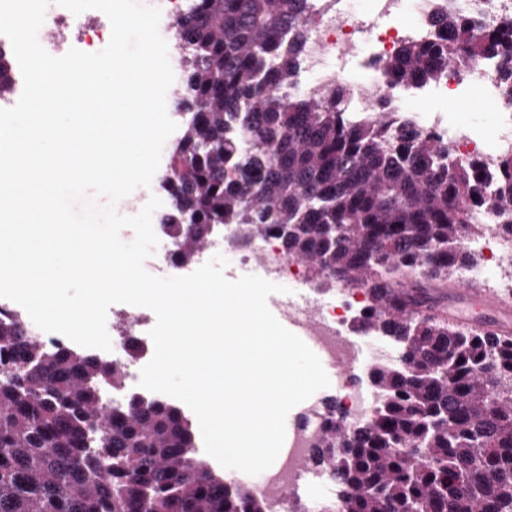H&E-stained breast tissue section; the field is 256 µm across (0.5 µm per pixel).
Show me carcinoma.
Segmentation results:
<instances>
[{
  "label": "carcinoma",
  "mask_w": 512,
  "mask_h": 512,
  "mask_svg": "<svg viewBox=\"0 0 512 512\" xmlns=\"http://www.w3.org/2000/svg\"><path fill=\"white\" fill-rule=\"evenodd\" d=\"M310 17L309 0H190L176 103L191 112L159 223L183 264L235 224L245 240L276 235L313 278L366 292L355 330L392 340L400 361L370 372L383 395L371 421L348 429L328 406L312 462L336 482L337 512H512V335L421 314L430 290L474 264L460 244L485 200L479 168L407 123L347 121L334 89L291 92ZM447 24L384 71L413 85L469 58L512 60V22ZM12 88L0 52V97ZM496 187L512 200V157ZM125 377L0 315V512H266L196 456L177 406L132 394L102 419L101 385Z\"/></svg>",
  "instance_id": "cac0c4a2"
}]
</instances>
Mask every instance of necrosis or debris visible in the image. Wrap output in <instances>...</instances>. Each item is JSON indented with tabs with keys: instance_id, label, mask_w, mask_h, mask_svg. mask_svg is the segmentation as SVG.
Instances as JSON below:
<instances>
[{
	"instance_id": "obj_1",
	"label": "necrosis or debris",
	"mask_w": 512,
	"mask_h": 512,
	"mask_svg": "<svg viewBox=\"0 0 512 512\" xmlns=\"http://www.w3.org/2000/svg\"><path fill=\"white\" fill-rule=\"evenodd\" d=\"M314 17L309 24L296 59V81L303 96H316L322 90L336 89L348 120L375 119L390 113L407 120L424 135L451 142L457 156L477 160L485 179H494L503 158L512 157V100L504 95V69L498 61L474 59L462 73L447 74L437 88L440 98L455 94L462 83H469L486 92L493 103L496 124L494 145L486 147L474 126H449L448 115L426 108L427 86L414 89L389 85L379 62L400 46L414 40H429L444 32L446 17L463 16L486 29H495L512 20V0H311ZM363 53L369 72L367 83L351 77L346 66L351 56ZM477 234L466 240L463 249L482 253L484 261L470 266L474 279H483L488 270L498 272L497 283L512 288V235L505 233V224L512 222V202L488 194L485 203L472 210ZM230 251L239 269L259 268L264 279L293 286L298 303L316 317L319 323L312 346L325 366L336 378L338 405L347 424L370 421L381 400L373 385L361 383L349 368L356 345L348 334V312L367 308L361 291H344L334 301L321 303L310 294L312 286L306 270L288 257L275 237L239 243L234 237L215 235L198 264L210 257ZM113 317L123 320L118 329H110L111 351L95 350V357L104 364L125 366L134 382V391L108 390L103 394L108 406L121 405L128 394L155 399V392L139 387L141 369L152 359V352L130 358V342H144L154 326L152 310L118 303L112 307ZM326 417L324 400L309 402L288 429L277 463L264 470L259 482L250 486L251 494L262 500L267 512H292L287 491L305 484L321 487L320 496L310 498L307 512H324L327 503L336 499V485L330 474L318 466H306Z\"/></svg>"
}]
</instances>
